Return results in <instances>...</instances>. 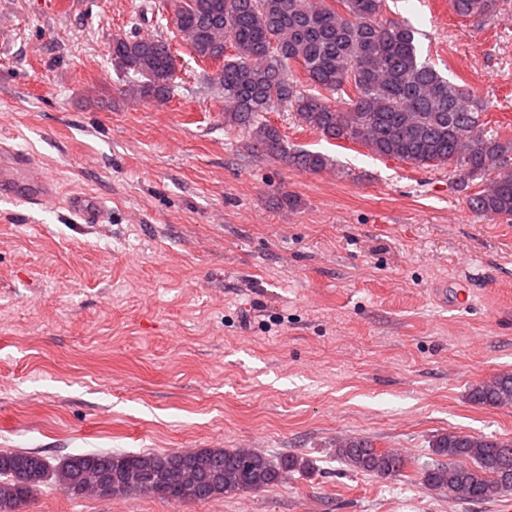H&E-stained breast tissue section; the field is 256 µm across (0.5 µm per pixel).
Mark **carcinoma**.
<instances>
[{
	"label": "carcinoma",
	"mask_w": 512,
	"mask_h": 512,
	"mask_svg": "<svg viewBox=\"0 0 512 512\" xmlns=\"http://www.w3.org/2000/svg\"><path fill=\"white\" fill-rule=\"evenodd\" d=\"M174 25L199 59L223 55L213 82L224 93V127L249 135V148L311 172L329 158L289 151L268 118L292 108L302 127L416 168H448L479 216L512 218V138L486 129L485 112L461 86L421 61L415 30L377 21L384 0H171ZM463 17L487 15L496 0H451ZM112 60L143 81L133 99L170 97L176 60L166 40L112 38ZM300 69L296 74L292 67ZM344 94L336 107L320 92ZM471 400L512 405V373L474 386ZM336 458L351 470L402 475L406 459L366 438L336 440ZM435 459L421 469L431 492L475 504L512 494V439L448 431L432 442ZM309 462L257 450L201 448L172 452H90L53 463L40 451H0V512H18L45 482L83 495L96 487L118 496L145 494L179 503L259 491Z\"/></svg>",
	"instance_id": "cac0c4a2"
}]
</instances>
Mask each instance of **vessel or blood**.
I'll list each match as a JSON object with an SVG mask.
<instances>
[{
	"instance_id": "1",
	"label": "vessel or blood",
	"mask_w": 512,
	"mask_h": 512,
	"mask_svg": "<svg viewBox=\"0 0 512 512\" xmlns=\"http://www.w3.org/2000/svg\"><path fill=\"white\" fill-rule=\"evenodd\" d=\"M0 196L43 206L58 197V184L35 158L0 144ZM66 206L86 223H100L105 211L103 201L89 194L71 195Z\"/></svg>"
}]
</instances>
